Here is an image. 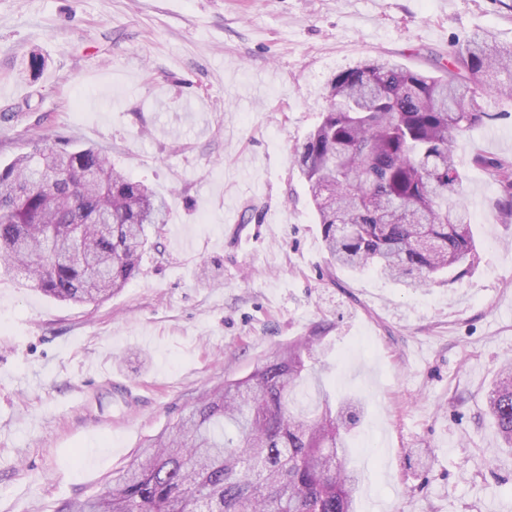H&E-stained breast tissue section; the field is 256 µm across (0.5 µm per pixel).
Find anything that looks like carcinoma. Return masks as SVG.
Wrapping results in <instances>:
<instances>
[{
    "label": "carcinoma",
    "mask_w": 512,
    "mask_h": 512,
    "mask_svg": "<svg viewBox=\"0 0 512 512\" xmlns=\"http://www.w3.org/2000/svg\"><path fill=\"white\" fill-rule=\"evenodd\" d=\"M480 84L512 100V44L489 30L456 50L440 76L383 56L333 75L321 123L295 150L331 264L414 290L475 265L456 135L490 117ZM474 162L499 186L496 207L511 219L512 164L484 154ZM168 217L164 198L99 149L46 140L0 167V268L21 271L55 300L99 304L138 273L145 227ZM322 341L307 336L205 391L101 494L64 512H354L352 402L303 406L320 386ZM486 410L512 449L511 366Z\"/></svg>",
    "instance_id": "cac0c4a2"
}]
</instances>
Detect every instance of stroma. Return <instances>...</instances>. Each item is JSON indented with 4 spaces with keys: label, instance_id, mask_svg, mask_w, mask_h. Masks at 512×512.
<instances>
[{
    "label": "stroma",
    "instance_id": "stroma-1",
    "mask_svg": "<svg viewBox=\"0 0 512 512\" xmlns=\"http://www.w3.org/2000/svg\"><path fill=\"white\" fill-rule=\"evenodd\" d=\"M512 0H0V165L95 147L165 197L103 304L0 272V512L99 493L195 399L323 328L322 388L360 400L356 512H512L484 413L512 363V221L473 161L512 162V101L457 137L479 260L411 291L330 266L294 149L365 57L443 74ZM44 59L38 75L31 54Z\"/></svg>",
    "mask_w": 512,
    "mask_h": 512
}]
</instances>
